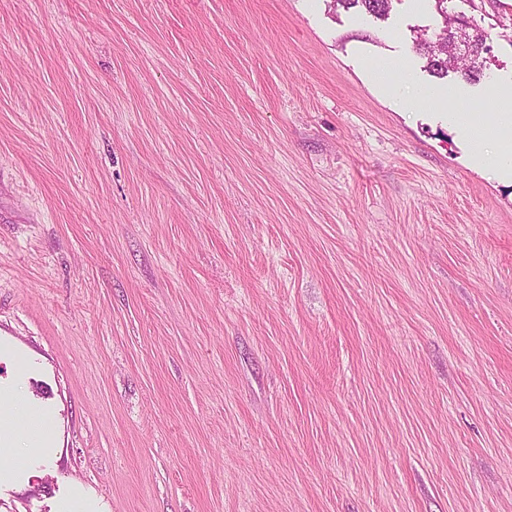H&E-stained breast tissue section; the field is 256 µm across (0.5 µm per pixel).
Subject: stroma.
Segmentation results:
<instances>
[{
  "label": "stroma",
  "instance_id": "1",
  "mask_svg": "<svg viewBox=\"0 0 512 512\" xmlns=\"http://www.w3.org/2000/svg\"><path fill=\"white\" fill-rule=\"evenodd\" d=\"M448 10L478 81L432 0H0V512H512V0ZM334 2L346 10L358 9L379 19L388 15L393 0H334ZM435 1V7L437 12L439 13L440 17L442 18V26L439 27L438 30H435L433 37L431 38H419V41H417V48L420 51V54L424 55L427 59V71L431 73L432 76L438 77V78H445L448 77L450 73L458 74L462 78L466 80H475L480 76V74L483 72L485 68V62L482 57V53L484 51H487L488 49L485 48L483 51L481 50V45L477 42V36H475V33L473 32V35L470 36L469 32L466 31H458L456 37L454 38L453 42L448 43V50L459 56V57H477L473 59L470 62H451L448 61V58H435L434 56L430 55L425 48V43L428 41H437V40H448V38L451 37V34L453 33V25H454V17L455 15L448 14L447 8L444 6V9L442 8V5L445 2H448L447 0H433ZM439 1H443V3H440ZM445 10V11H444ZM447 12L448 16L445 14ZM441 32L439 33V31ZM435 33H439L435 35ZM435 36V39H434ZM464 39V40H463ZM464 44L465 48L461 49L458 45ZM480 51V53H479ZM479 53V54H478ZM451 97L457 102V108L450 119L461 125L467 136H480L482 138L492 130L497 132L499 129L508 128L509 126L512 128V86L511 88L498 90L493 98L494 104L490 112L463 113L461 96L452 92ZM16 399L15 394H5L0 392V409H1V417L3 418L6 427L14 432V442L16 443L17 439L22 438L25 443H32L38 440L42 435L34 437L28 433L26 427L21 425V420H26L27 422L31 421H39L40 418L36 414L27 413L23 410H18L14 407V401Z\"/></svg>",
  "mask_w": 512,
  "mask_h": 512
}]
</instances>
